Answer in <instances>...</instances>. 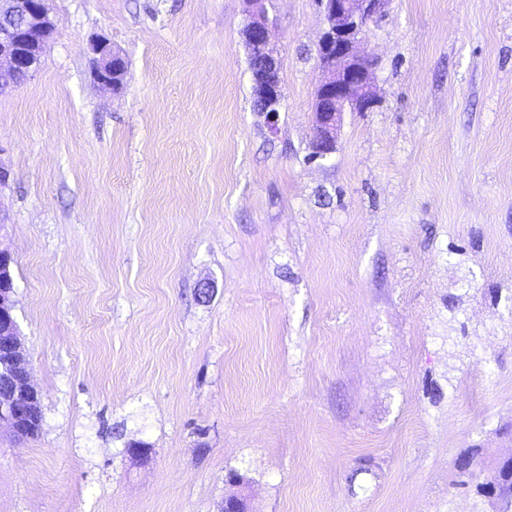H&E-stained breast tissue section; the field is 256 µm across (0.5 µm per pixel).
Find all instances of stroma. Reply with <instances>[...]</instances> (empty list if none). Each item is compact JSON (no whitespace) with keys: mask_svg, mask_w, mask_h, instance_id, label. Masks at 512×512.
<instances>
[{"mask_svg":"<svg viewBox=\"0 0 512 512\" xmlns=\"http://www.w3.org/2000/svg\"><path fill=\"white\" fill-rule=\"evenodd\" d=\"M49 7L0 95L42 393L37 438L0 430V512H221L231 472L251 512H489L455 460L512 453V0H391L361 45L378 102L327 161L316 0L269 8L273 125L244 0ZM248 7L249 21L243 30L248 50L249 70L252 78L253 103L259 112L274 119L282 103L279 50L271 40L265 1L244 0ZM257 49L261 56L255 58ZM97 57L93 63V76L95 81L103 87L116 89L121 72L116 70L117 61L124 63L119 54L112 51V46L106 41L98 42L93 47ZM125 65V63H124Z\"/></svg>","mask_w":512,"mask_h":512,"instance_id":"1","label":"stroma"}]
</instances>
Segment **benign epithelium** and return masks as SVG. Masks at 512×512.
<instances>
[{
	"instance_id": "1",
	"label": "benign epithelium",
	"mask_w": 512,
	"mask_h": 512,
	"mask_svg": "<svg viewBox=\"0 0 512 512\" xmlns=\"http://www.w3.org/2000/svg\"><path fill=\"white\" fill-rule=\"evenodd\" d=\"M42 0H0V81L17 72L33 73L41 63L46 46L44 30L52 26ZM249 21L243 30L252 78V98L259 111L275 118L282 103L279 50L271 40L263 0H244ZM390 0H317L324 29L317 44L316 59L320 78L311 105L315 135L311 158L324 160L336 152V135L346 112H367L377 101L372 61L360 45L369 23L383 15ZM95 81L117 88L119 54L106 41L93 47ZM12 255L0 249V343L8 346L0 357V428L6 427L17 438L26 437L21 412L41 407L42 394L30 384L29 361L19 338L14 314ZM512 467V455L497 461L494 471L477 477L487 501H501L502 470ZM223 512H247V497L237 491L224 500Z\"/></svg>"
}]
</instances>
